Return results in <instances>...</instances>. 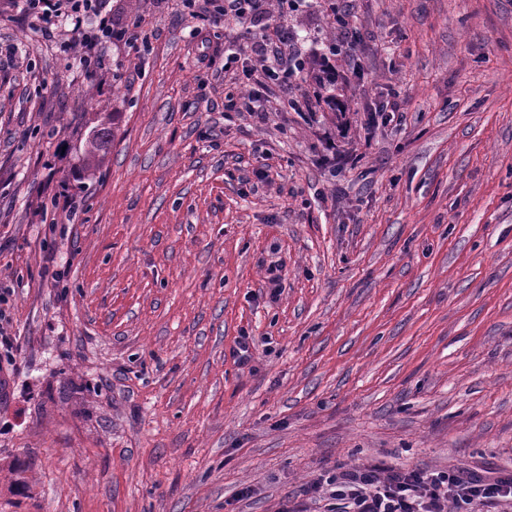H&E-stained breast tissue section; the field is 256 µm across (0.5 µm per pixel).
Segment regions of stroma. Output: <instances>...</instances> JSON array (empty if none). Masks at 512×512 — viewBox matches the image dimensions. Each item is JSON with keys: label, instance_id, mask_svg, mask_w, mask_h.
<instances>
[{"label": "stroma", "instance_id": "obj_1", "mask_svg": "<svg viewBox=\"0 0 512 512\" xmlns=\"http://www.w3.org/2000/svg\"><path fill=\"white\" fill-rule=\"evenodd\" d=\"M112 3L130 38L91 72L69 21L0 0V512H327L308 487L358 467L512 472V0H283L262 86V22ZM334 40L332 153L296 66ZM286 37H288V32H285L281 28L266 27L260 40L253 43L251 50L257 56L264 57L266 60H269V55L274 52V47H277L279 43H282ZM114 137V128L103 127L97 129L92 137L88 136L83 150V166L88 171L96 167L105 154V146L108 140Z\"/></svg>", "mask_w": 512, "mask_h": 512}]
</instances>
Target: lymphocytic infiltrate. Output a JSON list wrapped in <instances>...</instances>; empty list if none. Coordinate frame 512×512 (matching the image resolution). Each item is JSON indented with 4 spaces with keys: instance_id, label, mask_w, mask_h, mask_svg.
Listing matches in <instances>:
<instances>
[{
    "instance_id": "f902f5d3",
    "label": "lymphocytic infiltrate",
    "mask_w": 512,
    "mask_h": 512,
    "mask_svg": "<svg viewBox=\"0 0 512 512\" xmlns=\"http://www.w3.org/2000/svg\"><path fill=\"white\" fill-rule=\"evenodd\" d=\"M24 8L36 21L47 24L62 15L81 30L90 69L99 64L92 48L126 36L112 21V0H24ZM330 483L340 512H473L477 505L512 499V474L464 477L451 470L374 467L340 473Z\"/></svg>"
}]
</instances>
